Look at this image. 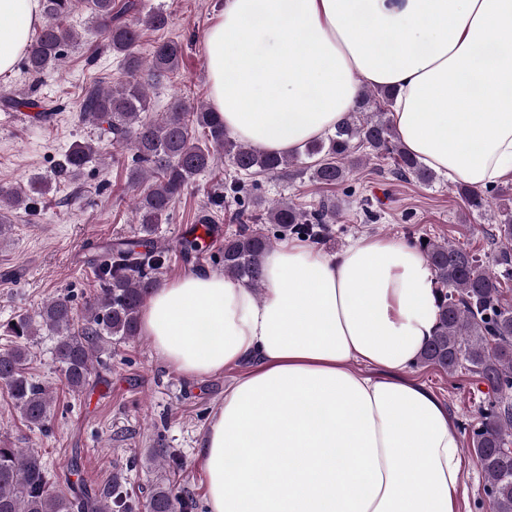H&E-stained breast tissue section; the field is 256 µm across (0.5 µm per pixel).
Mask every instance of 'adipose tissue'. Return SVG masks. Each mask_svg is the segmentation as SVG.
<instances>
[{
  "mask_svg": "<svg viewBox=\"0 0 512 512\" xmlns=\"http://www.w3.org/2000/svg\"><path fill=\"white\" fill-rule=\"evenodd\" d=\"M41 0H0V73ZM210 104L277 155L334 130L364 87L394 91L404 149L449 181L512 176V0H222L204 42ZM263 291L198 270L166 282L140 328L195 379L232 365L198 457L207 512H456L447 407L410 376L437 323L434 272L405 240L267 251Z\"/></svg>",
  "mask_w": 512,
  "mask_h": 512,
  "instance_id": "obj_1",
  "label": "adipose tissue"
}]
</instances>
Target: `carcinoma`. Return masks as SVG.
Instances as JSON below:
<instances>
[{"instance_id": "cac0c4a2", "label": "carcinoma", "mask_w": 512, "mask_h": 512, "mask_svg": "<svg viewBox=\"0 0 512 512\" xmlns=\"http://www.w3.org/2000/svg\"><path fill=\"white\" fill-rule=\"evenodd\" d=\"M80 6L90 11L97 33L120 59L126 76L116 89L92 85L85 89L81 111L85 119L107 125L112 146L130 152L127 182L139 194L134 210L139 228L109 246L112 257L94 267L100 291L86 302L84 313L67 298L45 302L35 315H19L3 326L15 344L0 352V386L6 388L21 419L29 427L44 428L50 415L51 392L26 372L30 343L46 331L54 339L53 355L69 390L81 391L89 382L94 362L108 345L138 335L140 312L157 287L158 271L166 264L165 251L155 249L158 224L197 176L213 168L224 153L233 173L224 178V192L210 198V209L221 210L230 200L251 198L252 208L239 212L238 232L221 247L224 277L256 290L262 288V258L271 241L260 225L275 226L277 238L305 235L320 244L330 237L336 203L322 200L310 207L293 201H268L248 183L255 176L279 177L296 169L321 185L348 180L357 150L364 157L389 159L396 179L414 178L431 184L436 175L401 146L380 102L392 103L388 90L366 89L355 109L334 131L291 155H275L229 136L224 121L207 104L189 107L173 99L158 119L151 111L148 86L158 85L175 72L184 56L183 44L166 40L154 46L151 58L136 51L141 32L162 30L169 18L162 12L142 14L127 0H42L46 21L25 50V66L35 75L56 65L63 48L78 42V33L63 24ZM203 130L205 141L194 137ZM100 153L92 142L75 143L56 170L60 181H72ZM46 186L33 180L28 191L0 187V236L11 223L8 212L29 208L34 194ZM494 188L459 187L468 206H489ZM492 244L493 253H476L448 242H418L428 258L438 291V322L418 364L448 372L467 364L488 388L477 420L468 425L467 451L475 456L484 476L483 492L490 512H512V305L503 303L502 283L512 281V212L503 211ZM185 260L204 254L202 242L187 237L181 245ZM173 480L148 488L145 502L129 495L127 478L117 473L91 494L69 499L49 488V473L41 455L25 448L0 446V512H192L195 503L176 491L182 466L167 459Z\"/></svg>"}]
</instances>
